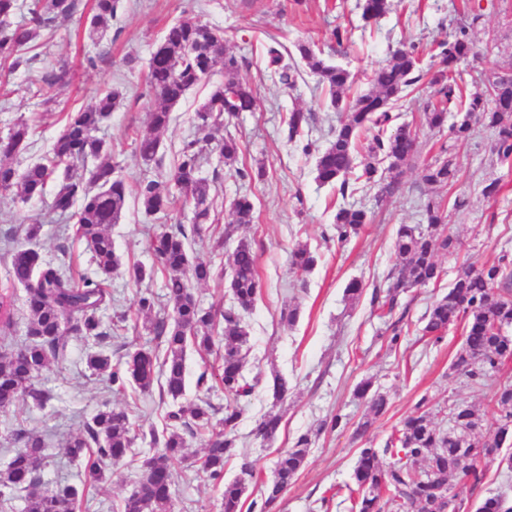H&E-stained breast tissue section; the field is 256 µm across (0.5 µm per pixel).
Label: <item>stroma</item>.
Segmentation results:
<instances>
[{
	"label": "stroma",
	"mask_w": 512,
	"mask_h": 512,
	"mask_svg": "<svg viewBox=\"0 0 512 512\" xmlns=\"http://www.w3.org/2000/svg\"><path fill=\"white\" fill-rule=\"evenodd\" d=\"M393 3L391 13L367 28L358 0H124L111 30L96 44L85 33L90 0H80L71 18L57 20L52 31L32 43L26 51L29 64L10 75L6 89L0 90V139L8 136L19 118L33 122L34 148L11 158L19 167L51 149L63 126V113L79 109L105 87L121 90L123 98L99 135L110 147L112 162L129 182L166 180L183 145L199 140L203 148L200 171L209 180L216 222L208 236L192 241L189 256L191 261L211 264L215 276L195 286L194 292L203 306L221 309L229 305L230 258L242 239L252 244L265 285L253 310L245 316L249 353L244 372L257 385L243 403L235 432L236 455L226 464L224 478L234 480L241 461L250 460L256 476L245 498L258 499L280 454L293 447L302 434L313 436L304 467L273 512H349L344 486L351 480L359 449L384 448L394 426L414 412L420 399H427V408L438 423H445L448 401L455 398L479 410L484 432L496 428L498 415L488 391L472 388L451 368L461 344L460 328H449L444 341L436 346L414 329L401 344L392 347L387 343L388 320L372 303L374 291L385 289L397 262L393 240L398 225L420 220L415 207L420 194L418 173L440 151H447L462 175L453 188L438 191L443 199L459 196L466 201L447 221L459 239V248L456 254L440 255L444 274L437 283L411 289L402 296V303L409 306V320H418L430 302L447 290L463 262L479 266L503 254L512 256V166L493 161L492 134L478 126L469 139L458 141L448 131L429 129L423 112L434 98V88L420 81L415 91L400 100L397 110L399 123L409 124L417 135V151L401 177L403 189L383 200L377 199L372 187L358 193L356 200L370 211L372 221L358 234L340 241L333 230L335 188L316 181L314 154H303L281 134L289 112L301 107L312 113L311 139L316 151L323 150L337 114L326 107V92L309 71H301L295 88L288 89L265 69L264 52L271 38L289 47L312 41L325 58L348 67L350 92L355 95L369 89L374 69L397 44L415 47L422 69L436 68L434 47L447 40L468 10L479 16L471 30L478 55L456 66L458 81L473 92L482 89L489 73L512 68V0H472L468 5L463 0ZM181 17H196L223 29L227 49L245 61L241 74L254 87L258 102L255 111L239 113L208 132L199 129L195 115L214 85L224 79L223 71L215 70L174 107L172 121L160 135L162 164L157 167L140 159L134 133L144 127L148 113L158 104L146 81L150 55L167 27ZM339 25L351 31L350 39L341 44L331 37ZM90 56L96 58L95 66H87ZM61 60L69 63L68 79L45 87L40 81L42 73ZM228 134L241 145L237 166L246 171V178L213 172L216 145ZM261 168L266 171L262 177L257 174ZM495 178L501 181L498 195L484 197V182ZM55 190V183H48L43 198L27 202L20 201L15 193L0 192V240L8 234L24 237L28 225H39L35 245L45 260L64 258L70 261L74 275L92 274L91 254L75 235V218L50 208ZM239 192L250 195L253 218L228 238L224 229L230 220V203ZM193 216L189 206L167 215L149 216L131 202L119 223L110 227L120 267L106 285L112 300L100 317L108 327L121 318L127 325L121 338L103 343L113 358L155 343L149 320L137 314L142 286L130 279L128 268L155 264L153 236L167 223L193 224ZM299 244L308 245L318 256L315 268L303 275L295 273L290 264V254ZM353 280L361 283L362 292L350 300L345 288ZM287 307L298 310V319L291 326L281 320ZM68 343L67 360L37 382L38 388L52 392L48 404L38 407L24 397L8 409H0V467L12 455L16 426L49 435L40 484L49 492L83 480L84 462L70 459L64 445L99 410L130 409L142 433L134 448L143 458L152 453L145 435L151 428L161 427L166 411L158 394H145L135 401L130 393L112 392L105 379L93 375L86 365L89 341L72 336ZM223 352L220 343L209 352L188 347L185 402L206 401L223 408V390L196 384L198 375L215 365ZM277 375L288 383V396L280 403L275 402L271 390ZM366 378L387 394L389 409L368 435L359 438L353 424L365 414L368 404L355 397L354 389ZM272 410L283 416L276 437L268 442L256 439L253 429L257 420ZM337 413L348 416L349 425L321 430V422ZM202 448L201 437L191 438L189 458L176 470L174 512H221L219 488L199 471ZM137 476L136 467H112L106 483L87 488L77 512H121Z\"/></svg>",
	"instance_id": "35a3bbf8"
}]
</instances>
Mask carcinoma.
Segmentation results:
<instances>
[{"label": "carcinoma", "mask_w": 512, "mask_h": 512, "mask_svg": "<svg viewBox=\"0 0 512 512\" xmlns=\"http://www.w3.org/2000/svg\"><path fill=\"white\" fill-rule=\"evenodd\" d=\"M121 8L120 0H92L87 21L89 38L105 37ZM359 8L361 19L368 26L384 18L391 4L389 0H362ZM15 9L16 0H0V59L11 60L10 71L29 63L22 51L56 20L73 15L78 2L33 0L27 15L17 23L13 21ZM479 18L478 14L472 15L471 22L457 27L451 40L439 44V66L429 79L436 86L437 100L427 103L424 117L429 128L440 130L448 123V113H464L450 127V135L457 140L469 138L473 132L471 120H476L494 132L492 152L497 162L505 164L512 161V70L492 73L488 86L474 93L454 76L457 64L477 54L469 29ZM225 42L223 30L193 18L180 19L167 29L148 65V86L159 105L148 114L145 127L135 131L136 147L145 163H160L158 133L170 124L172 109L216 66H222L224 81L214 86L196 113L198 125H221L224 116L255 108L254 89L240 75L243 60L229 52ZM296 51L299 60L290 62L288 48L272 41L266 48V68L279 83L292 87L299 75L298 63H304L328 92L329 107L339 113L329 145L317 154L315 172L320 183L336 186L341 196L334 230L342 241L369 223L368 210L354 200L360 186L377 188L379 199L394 194L403 168L414 155L415 139L407 125L396 124L392 105L405 91L415 90L422 80L421 60L415 48L403 44L396 47L374 70L372 88L349 100L346 91L351 74L347 68L328 63L311 43L297 44ZM67 75V65L59 63L43 73L41 82L52 87ZM120 98L121 92L109 87L79 111L68 113L49 154L23 168L7 162V158L29 147V121L15 123L7 140L0 141V191L14 189L23 200L30 201L42 197L48 182L61 175L51 207L62 215L75 212L76 233L86 242L96 265L95 273L83 276L77 285L70 267L45 261L31 246L40 225L28 227L25 243L6 240L11 288L20 286L25 291L24 305L30 318L24 345L8 356H0V408H7L24 396L39 406L53 399L50 391L35 387V381L52 364L65 359L66 336L73 334L99 342L107 336L99 312L109 298L104 284L119 267L107 228L119 222L128 198L134 197L149 215L190 203L194 207V224H167L152 240L160 264L168 273L166 288L172 306L171 317L159 318L152 326L159 346L138 349L116 362L106 351L95 350L87 354L86 364L94 373L106 375L115 392L134 387L146 394L156 388L160 399L172 401L164 415L162 431L150 433L151 444L158 452L141 460L136 487L124 499L122 512H173L174 469L186 461L187 437L197 435L205 437L200 470L222 486L223 512H243L242 498L252 467L242 463L241 476L226 482L224 464L235 456L234 431L243 412L241 401L251 396L255 388L244 374L242 348L248 336L244 315L264 288L256 254L245 240L239 241L232 252V303L227 308L215 312L197 300L190 283L201 284L213 276L211 265L193 264L188 256L189 240L201 235L210 221L209 183L201 176L199 166L202 148L196 141L184 144L163 189L155 180L128 184L106 159V144L96 136ZM311 121V113L296 108L289 113L285 127L287 142L302 145L305 154L313 146L309 139ZM369 134L372 139L367 155L360 160L359 148ZM218 150L219 162L232 167L239 156L237 140L230 135L224 137ZM89 158L95 160V166L89 170L88 178L74 176L75 164ZM420 180L430 187L452 186L458 181V170L451 158L436 159L422 167ZM418 208L427 227L399 225L394 239L397 272L385 294L375 295L379 308L389 314L408 289L438 281L442 275L438 254L452 253L458 247V238L447 232V210L435 196L421 195ZM252 212L250 196L238 195L232 203V221L225 228V235L233 232L235 224L251 223ZM290 262L296 272L306 274L316 266L317 256L299 246L292 250ZM511 265L506 254L479 267L464 264L447 293L437 297L421 318L422 337L432 344L440 343L449 327L462 329V344L454 355L452 368L471 386L491 389L490 401L499 413L494 435L481 434L483 419L465 401L448 400L446 429L424 410L425 402H419L413 414L394 428L385 448L359 449L352 483L347 485L351 512H452L448 505L463 504L461 495L482 482L481 462L498 458L512 470V456L502 454L501 439L505 432L512 436V381L497 378L502 366L512 361V336L502 332L512 326V297L503 295L512 290V271H508ZM14 302L10 288L0 290V332L10 330L14 324ZM216 335L224 337L221 363L210 372L203 371L197 379L199 387L211 382L224 387V417L214 424L208 409L184 406L179 400L186 391L187 348L192 345L208 351ZM355 393L367 400L369 407L355 428V434L363 436L373 421L386 413L388 399L373 389L369 379L361 381ZM280 424L279 415L268 414L257 425V435L270 440ZM136 436V424L129 412L100 410L84 432L69 439L66 454L72 459L90 458L85 480L100 484L108 478L107 465H123L134 458ZM14 441L19 447L5 468L0 469V508L8 501L6 494L14 492L26 493L24 512H67V507L82 498L84 489L79 485H66L53 493L38 491L39 463L47 446L45 436L19 428ZM310 445L311 438L304 434L279 457L261 502H252L250 509L272 512L303 467ZM383 455L389 457V462L381 460ZM476 512H512V504L506 494L498 493L479 502Z\"/></svg>", "instance_id": "cac0c4a2"}]
</instances>
